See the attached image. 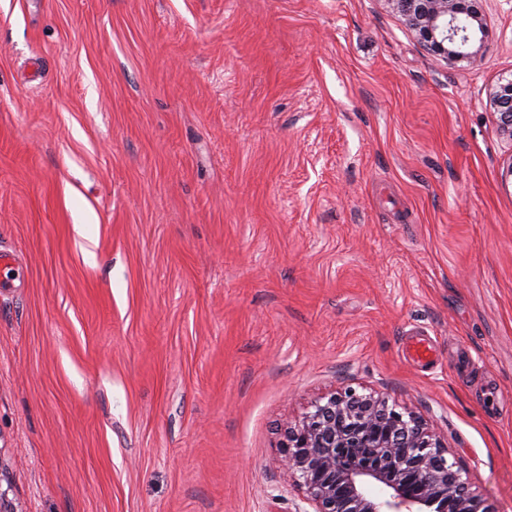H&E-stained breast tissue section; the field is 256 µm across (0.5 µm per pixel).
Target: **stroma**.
Segmentation results:
<instances>
[{
  "instance_id": "stroma-1",
  "label": "stroma",
  "mask_w": 512,
  "mask_h": 512,
  "mask_svg": "<svg viewBox=\"0 0 512 512\" xmlns=\"http://www.w3.org/2000/svg\"><path fill=\"white\" fill-rule=\"evenodd\" d=\"M483 11L453 66L384 0H0L19 512H295L283 431L349 385L512 512V146L487 102L512 0Z\"/></svg>"
}]
</instances>
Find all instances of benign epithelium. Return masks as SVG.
Instances as JSON below:
<instances>
[{"label": "benign epithelium", "mask_w": 512, "mask_h": 512, "mask_svg": "<svg viewBox=\"0 0 512 512\" xmlns=\"http://www.w3.org/2000/svg\"><path fill=\"white\" fill-rule=\"evenodd\" d=\"M435 59L476 62L489 31L481 0H384ZM499 133L512 142V78L490 93ZM282 465L311 512H492L466 468L449 458L413 411L352 386L316 400L286 427Z\"/></svg>", "instance_id": "7a95c632"}]
</instances>
